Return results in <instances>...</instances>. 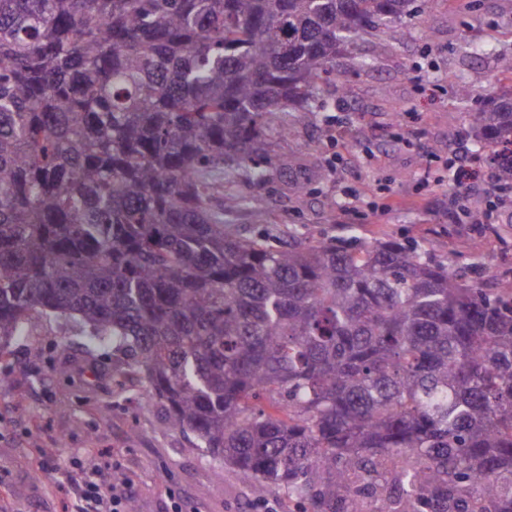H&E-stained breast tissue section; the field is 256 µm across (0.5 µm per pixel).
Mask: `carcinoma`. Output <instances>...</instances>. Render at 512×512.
<instances>
[{
	"instance_id": "cac0c4a2",
	"label": "carcinoma",
	"mask_w": 512,
	"mask_h": 512,
	"mask_svg": "<svg viewBox=\"0 0 512 512\" xmlns=\"http://www.w3.org/2000/svg\"><path fill=\"white\" fill-rule=\"evenodd\" d=\"M416 2L0 0V357L35 314L75 322L298 512H512V281L241 238L211 205ZM471 123L511 186L512 96ZM399 456L391 495L373 473Z\"/></svg>"
}]
</instances>
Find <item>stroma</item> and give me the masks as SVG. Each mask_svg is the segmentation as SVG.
I'll return each mask as SVG.
<instances>
[{"instance_id": "stroma-1", "label": "stroma", "mask_w": 512, "mask_h": 512, "mask_svg": "<svg viewBox=\"0 0 512 512\" xmlns=\"http://www.w3.org/2000/svg\"><path fill=\"white\" fill-rule=\"evenodd\" d=\"M473 89L460 98L458 80ZM512 91V7L506 0H422L396 36L358 42L336 61L314 115L280 114L268 133L278 164L240 170L212 201L241 238L284 245L289 234L336 244L397 240L451 262L492 288L512 280V208L488 179L495 162L469 126L472 112ZM477 168L465 208L449 219L448 159ZM292 166H285V159ZM444 177L434 186L433 176ZM228 196L244 198L226 208ZM355 197L367 213L345 215ZM488 215L489 230L469 211ZM121 352L50 316L33 319L0 358V482L15 512H66L65 489L41 475L53 458L75 457L132 483L138 512H236L252 500L233 468L208 456L190 433L170 429L145 387H119Z\"/></svg>"}]
</instances>
